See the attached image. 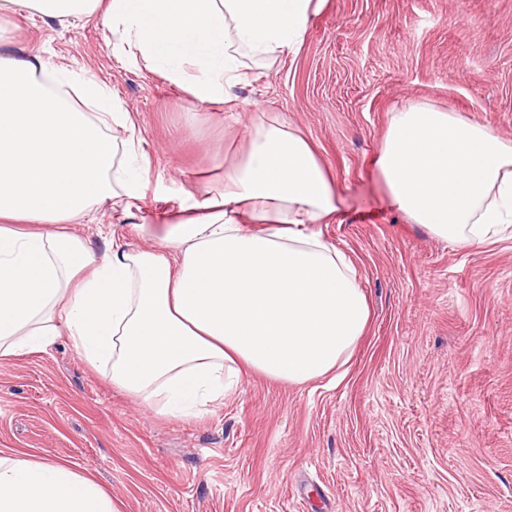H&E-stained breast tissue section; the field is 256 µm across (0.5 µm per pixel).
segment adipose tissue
Here are the masks:
<instances>
[{
    "instance_id": "adipose-tissue-1",
    "label": "adipose tissue",
    "mask_w": 512,
    "mask_h": 512,
    "mask_svg": "<svg viewBox=\"0 0 512 512\" xmlns=\"http://www.w3.org/2000/svg\"><path fill=\"white\" fill-rule=\"evenodd\" d=\"M45 24L102 16L145 68L203 103L230 101L249 64L295 53L320 0H5ZM43 55L0 51V360L67 332L113 385L175 417L238 390L243 371L336 382L370 319L351 259L317 227L336 192L306 138L259 120L224 192L171 219L165 244L95 259L74 232L129 209L149 177L129 113L95 76L83 111ZM124 128L126 137L112 133ZM377 169L396 208L434 237L483 245L512 230V140L418 103L393 112ZM0 512H120L87 474L0 450Z\"/></svg>"
}]
</instances>
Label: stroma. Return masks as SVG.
I'll return each mask as SVG.
<instances>
[{
    "instance_id": "stroma-1",
    "label": "stroma",
    "mask_w": 512,
    "mask_h": 512,
    "mask_svg": "<svg viewBox=\"0 0 512 512\" xmlns=\"http://www.w3.org/2000/svg\"><path fill=\"white\" fill-rule=\"evenodd\" d=\"M0 43L96 74L151 161L131 211L74 225L97 256L160 246L162 216L246 154L253 122L315 147L371 318L347 376L291 385L247 373L189 418L151 411L62 335L0 361V449L92 475L122 512H512V239L462 247L392 208L373 158L417 102L512 139V0H326L299 50L247 70L211 106L117 45L102 18L46 26L0 11Z\"/></svg>"
}]
</instances>
